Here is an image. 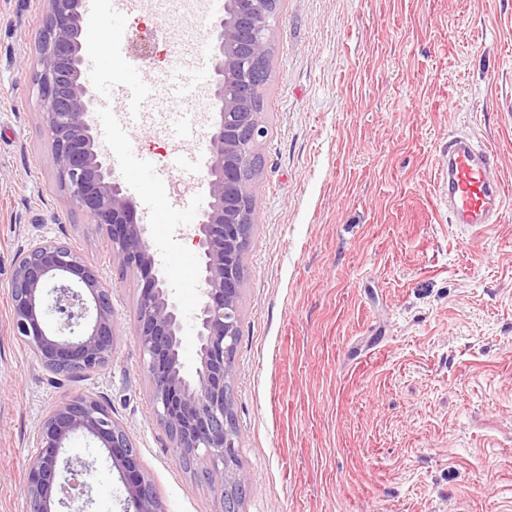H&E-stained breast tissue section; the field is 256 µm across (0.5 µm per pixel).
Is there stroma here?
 <instances>
[{"label": "stroma", "mask_w": 512, "mask_h": 512, "mask_svg": "<svg viewBox=\"0 0 512 512\" xmlns=\"http://www.w3.org/2000/svg\"><path fill=\"white\" fill-rule=\"evenodd\" d=\"M47 0H0V512H29L43 417L79 392L127 431L164 512H224V482L179 462L158 425L135 336L138 278L60 190L34 80ZM182 0L132 15L122 41L162 86L205 36ZM267 130L231 388L240 512H512V205L473 234L437 203L438 159L464 135L512 194V0H280ZM172 104L113 141L167 163ZM35 239L67 244L110 287L111 361L80 380L46 371L16 336L8 288ZM185 317L199 302L189 234L149 227ZM87 512H124L106 451Z\"/></svg>", "instance_id": "1"}]
</instances>
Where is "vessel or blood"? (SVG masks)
<instances>
[{"mask_svg": "<svg viewBox=\"0 0 512 512\" xmlns=\"http://www.w3.org/2000/svg\"><path fill=\"white\" fill-rule=\"evenodd\" d=\"M137 0H83L87 17L108 15L113 22L122 21L128 13L136 10ZM193 76L184 81L172 79L167 85L170 97L175 98L181 111L197 109L199 90L209 77L211 61L205 45H197L190 60ZM87 66L96 81L110 88L113 96L125 102L123 110H116L105 102L96 110L94 117L100 135L122 137L131 121L146 123L149 115L141 105L145 91L134 72H127L124 83L116 85L106 69L104 58L99 52L87 55ZM493 158L481 145L467 138H458L449 143L447 151L439 162V203L448 210L451 223L476 230L497 223L508 197L501 179L491 174ZM113 170L122 176H129L133 170L148 174L151 181L170 179L172 169L158 167L156 163L126 153L113 157ZM139 208L147 223L185 224L195 213L187 201L164 197L155 201L140 202Z\"/></svg>", "mask_w": 512, "mask_h": 512, "instance_id": "vessel-or-blood-1", "label": "vessel or blood"}]
</instances>
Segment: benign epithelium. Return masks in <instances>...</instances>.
<instances>
[{
	"mask_svg": "<svg viewBox=\"0 0 512 512\" xmlns=\"http://www.w3.org/2000/svg\"><path fill=\"white\" fill-rule=\"evenodd\" d=\"M279 0H224V15L207 23L213 55L209 80V157L206 207L193 234L199 248L200 301L195 314L199 366L183 372L181 312L156 267L148 224L137 212L98 146L96 92L83 69L82 0H49L38 47L35 81L45 103L44 123L54 146L58 185L66 198L111 241L115 267L140 283L137 341L153 383L158 424L175 447L211 457L227 486L244 484L235 462L236 429L225 402L233 373L229 355L240 321L239 269L252 224L254 189L242 187L255 168V147L266 135L253 106L259 63L268 59ZM13 326L42 367L79 379L112 360V299L92 266L67 245L38 240L16 258L9 283ZM83 432L98 440L123 475L131 512H163L136 451L112 410L78 394L55 406L37 430L39 453L27 474L30 512H55L53 502L81 498L91 470L60 464L65 440Z\"/></svg>",
	"mask_w": 512,
	"mask_h": 512,
	"instance_id": "7a95c632",
	"label": "benign epithelium"
}]
</instances>
